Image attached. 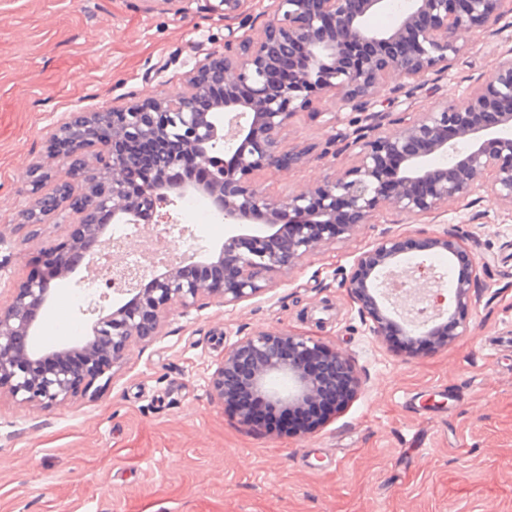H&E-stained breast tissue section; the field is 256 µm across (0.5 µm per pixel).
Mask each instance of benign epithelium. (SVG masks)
<instances>
[{"label": "benign epithelium", "mask_w": 512, "mask_h": 512, "mask_svg": "<svg viewBox=\"0 0 512 512\" xmlns=\"http://www.w3.org/2000/svg\"><path fill=\"white\" fill-rule=\"evenodd\" d=\"M243 2L220 0L228 20L224 50L209 53L177 93L71 112L49 130L66 177L49 192L46 173L29 183L23 224L42 226L64 213L75 221L69 235L45 248L49 265H33L9 303L0 304V394L41 408L61 405L82 382L156 335L171 311L185 312L203 296L226 306L254 297L323 243L387 214L416 223L480 192L512 206L511 46L496 54L465 100L442 96L425 111L405 105L432 76L448 73L460 35H496L512 0H401L392 24L380 29L369 17L391 9L392 0H269L257 35L250 34L256 18L240 12ZM328 102L358 113L353 129L318 153L283 148L281 134L292 119ZM117 142L160 145L144 182L130 183L127 170L139 159L116 151ZM346 152L355 155L352 166L296 191L271 195L255 180L260 172L284 176L313 153L333 165ZM192 168L205 169L207 178H191ZM187 195L202 197L227 225L224 242L209 254L214 272L171 262L144 288L116 289L134 297L99 316L84 344L32 347L55 286L71 280L87 253L132 251L128 240L112 239L109 224H148L158 205ZM413 250L461 261L450 306L443 307L432 280L410 274V291L395 294L393 280L382 279ZM480 281L479 262L450 233L422 241L387 236L344 276L361 319L382 341L395 331L438 335L432 322L397 316L409 313L415 294L465 327ZM315 359L350 374L338 397L345 404L358 385L347 358L308 336L264 331L224 350L211 397L228 405V384L237 382L276 408L320 406L327 384L306 371Z\"/></svg>", "instance_id": "benign-epithelium-1"}]
</instances>
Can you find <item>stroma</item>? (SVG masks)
Masks as SVG:
<instances>
[{"mask_svg": "<svg viewBox=\"0 0 512 512\" xmlns=\"http://www.w3.org/2000/svg\"><path fill=\"white\" fill-rule=\"evenodd\" d=\"M150 13L142 0H0V302L10 301L50 236L21 224L29 167H66L48 127L69 112L176 93L207 53L224 47L219 0H182ZM495 36L466 44L440 82L464 99L512 46V15ZM352 112L298 114L284 148L324 147ZM353 163L313 160L285 176L261 174L270 193L292 191ZM451 232L487 268L466 330L411 355L379 341L343 284L382 237ZM86 272L57 285L53 313L93 324L109 314L70 307ZM300 333L342 351L361 385L336 416L292 436L242 426L210 395L224 349L247 334ZM512 208L459 203L424 224L388 215L322 245L263 293L237 305L201 298L172 311L149 342L131 347L67 403L40 409L0 397V512H512Z\"/></svg>", "mask_w": 512, "mask_h": 512, "instance_id": "stroma-1", "label": "stroma"}]
</instances>
